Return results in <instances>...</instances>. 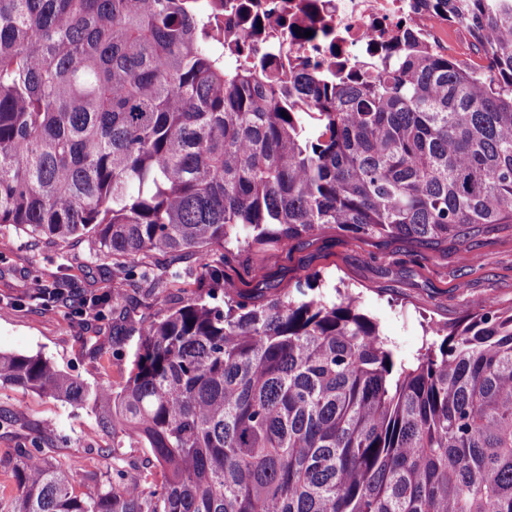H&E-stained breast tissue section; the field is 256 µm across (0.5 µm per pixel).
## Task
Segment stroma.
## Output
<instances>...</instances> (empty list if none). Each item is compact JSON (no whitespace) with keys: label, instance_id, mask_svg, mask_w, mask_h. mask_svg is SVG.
<instances>
[{"label":"stroma","instance_id":"obj_1","mask_svg":"<svg viewBox=\"0 0 512 512\" xmlns=\"http://www.w3.org/2000/svg\"><path fill=\"white\" fill-rule=\"evenodd\" d=\"M223 263L224 280L213 283L205 263ZM161 279L128 291L120 314L77 313L70 303H47L28 284L73 278L77 293L121 288L119 267L87 240L56 245L17 228L0 227V351L39 355L91 385H118L129 375L139 331L175 307L198 300L283 293L317 273L326 286L345 284L360 294L364 313L403 355L416 352L430 323H456L475 300L492 298L512 308V229L496 228L461 245L427 252L409 240L374 242L331 229L262 253L209 247L205 260L146 254L139 258ZM100 337L101 355L89 337ZM0 409L31 427H52L56 439L46 454L63 467H110L111 459L91 454L97 446L94 416L57 398L14 387L0 388Z\"/></svg>","mask_w":512,"mask_h":512}]
</instances>
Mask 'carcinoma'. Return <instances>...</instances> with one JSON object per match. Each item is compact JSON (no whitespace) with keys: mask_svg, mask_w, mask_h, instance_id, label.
Returning a JSON list of instances; mask_svg holds the SVG:
<instances>
[{"mask_svg":"<svg viewBox=\"0 0 512 512\" xmlns=\"http://www.w3.org/2000/svg\"><path fill=\"white\" fill-rule=\"evenodd\" d=\"M433 8L469 27L488 73L410 32L334 81L237 65L224 0H0V225L116 260L326 228L437 249L511 225L512 0ZM335 293L308 276L182 305L142 329L117 389L0 353V387L95 416L96 453H149L137 478L115 464L79 495L22 433L0 512H512V309L478 300L405 359ZM89 301L115 314L124 297Z\"/></svg>","mask_w":512,"mask_h":512,"instance_id":"obj_1","label":"carcinoma"}]
</instances>
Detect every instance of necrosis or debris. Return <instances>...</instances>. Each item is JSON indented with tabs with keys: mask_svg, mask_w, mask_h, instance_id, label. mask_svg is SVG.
Returning a JSON list of instances; mask_svg holds the SVG:
<instances>
[{
	"mask_svg": "<svg viewBox=\"0 0 512 512\" xmlns=\"http://www.w3.org/2000/svg\"><path fill=\"white\" fill-rule=\"evenodd\" d=\"M224 21L241 40L274 57L289 52L328 75L375 57L413 28L428 44H447L449 25L427 0H232Z\"/></svg>",
	"mask_w": 512,
	"mask_h": 512,
	"instance_id": "1",
	"label": "necrosis or debris"
}]
</instances>
